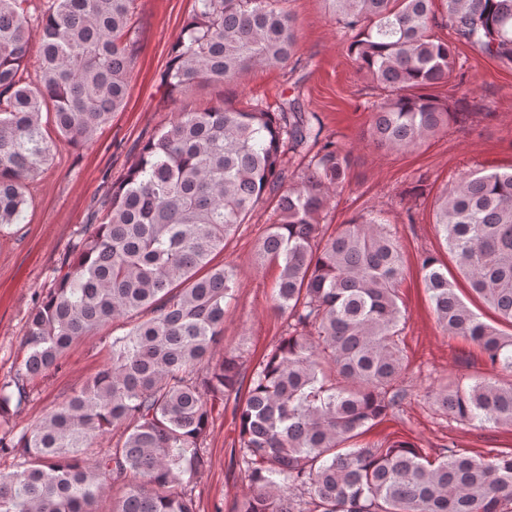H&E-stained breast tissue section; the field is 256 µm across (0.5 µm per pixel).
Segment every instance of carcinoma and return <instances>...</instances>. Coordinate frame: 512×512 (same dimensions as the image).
<instances>
[{"mask_svg":"<svg viewBox=\"0 0 512 512\" xmlns=\"http://www.w3.org/2000/svg\"><path fill=\"white\" fill-rule=\"evenodd\" d=\"M441 2L436 8L435 2ZM287 0H194L164 85L183 95L288 62L298 41ZM356 68L379 91L364 137L412 149L463 113L428 89L466 72L458 39L512 64V0H325ZM31 0H0V227L24 224L30 185L61 146L90 142L128 94L138 0H45L31 45ZM317 147L284 186L282 157ZM351 150L285 99L177 112L140 148L73 262L30 308L17 376L0 384V512H197L213 406L234 397L246 491L236 512H512V454L485 462L444 448L355 440L404 397V275L397 241L371 209L328 232ZM272 209L257 262L275 267L288 335L252 370L212 363L234 270L215 257L256 208ZM434 224L472 292L512 326V171L471 173L437 198ZM425 288L442 329L478 345L504 379L446 384L433 404L461 422L512 426V334L457 295L426 254ZM122 323L108 361L19 437L7 419L25 384L78 340Z\"/></svg>","mask_w":512,"mask_h":512,"instance_id":"1","label":"carcinoma"}]
</instances>
